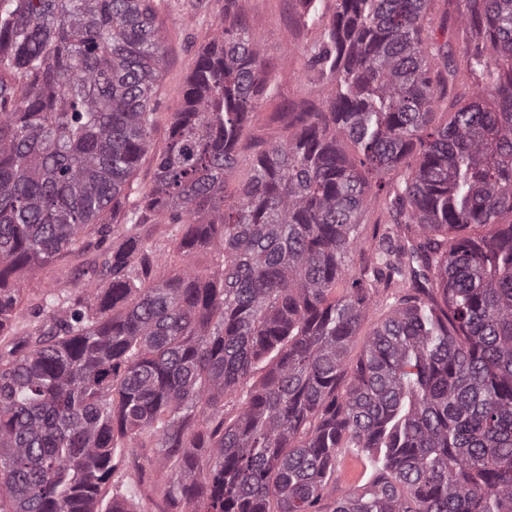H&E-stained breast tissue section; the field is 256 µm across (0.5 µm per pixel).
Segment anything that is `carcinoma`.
Segmentation results:
<instances>
[{
    "mask_svg": "<svg viewBox=\"0 0 512 512\" xmlns=\"http://www.w3.org/2000/svg\"><path fill=\"white\" fill-rule=\"evenodd\" d=\"M335 2L309 67L333 96L229 200L268 68L231 9L134 195L165 63L153 0H0V512H136L101 497L119 453L133 498L170 466L159 512H512V0H460L468 89L433 0ZM152 220L186 256L219 243L209 274L155 277ZM63 252L94 253L87 287L47 291L13 338L8 276ZM380 452L327 502L346 454ZM384 297L385 295H382V292L375 294L372 308L370 309L368 318L362 327L361 336H358L354 340L349 349L347 361L350 365L355 364L360 357L363 339L365 337L363 335H366L370 331L372 325L388 311V305L393 301L392 299L386 301ZM350 461H352L350 458L346 459L342 470L340 472L336 471V481L335 478H333L330 484V491L332 493L333 498L345 494L352 486L357 485L359 482H361V480L363 483L367 478H370L371 476L376 474L382 467L381 459H379L378 455L374 456L371 463H368L367 471H365V469L363 470L362 478L358 483H355L353 480L347 482L344 478V469Z\"/></svg>",
    "mask_w": 512,
    "mask_h": 512,
    "instance_id": "1",
    "label": "carcinoma"
}]
</instances>
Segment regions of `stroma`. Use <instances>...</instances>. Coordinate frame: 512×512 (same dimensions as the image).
I'll use <instances>...</instances> for the list:
<instances>
[{
  "instance_id": "35a3bbf8",
  "label": "stroma",
  "mask_w": 512,
  "mask_h": 512,
  "mask_svg": "<svg viewBox=\"0 0 512 512\" xmlns=\"http://www.w3.org/2000/svg\"><path fill=\"white\" fill-rule=\"evenodd\" d=\"M162 27L166 64L155 100L159 122L145 155L133 177L136 190L149 189L154 179L155 156L165 146L173 113L184 106V90L198 52L215 36L224 15L225 0H154ZM233 10L244 17L263 56L270 61L267 89L259 99L257 110L250 115L237 150V161L225 177L226 194H234L252 174L255 154L285 133L282 112L305 99H329L331 90L311 85L307 79L306 46L314 31L300 23L295 0H234ZM154 234L162 246V256L155 270L157 278L178 274L185 265L199 273H207L214 254L199 250L182 257L165 234L163 226H155ZM86 259L81 255H63L43 268L21 272L22 300L13 324L22 330L32 308L50 288L78 287L77 276Z\"/></svg>"
}]
</instances>
